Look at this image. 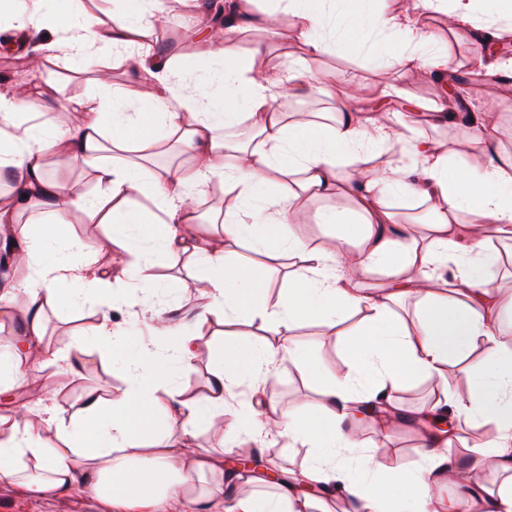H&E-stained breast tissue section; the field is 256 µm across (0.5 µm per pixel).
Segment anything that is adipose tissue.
I'll use <instances>...</instances> for the list:
<instances>
[{"label":"adipose tissue","mask_w":512,"mask_h":512,"mask_svg":"<svg viewBox=\"0 0 512 512\" xmlns=\"http://www.w3.org/2000/svg\"><path fill=\"white\" fill-rule=\"evenodd\" d=\"M223 28L206 29L211 44L209 71L194 89L176 75V62L153 57L143 36L160 21L165 0H134L128 10L101 18L83 14L72 20L52 15L47 0H0V23L20 31L62 32L60 43L36 48L33 57L64 49L84 66L98 65V46L133 50L137 79L118 86L100 81L95 93L70 99L68 111L81 114L73 126L55 117L32 125L24 114L43 107L27 86L0 87V179L15 183L16 200L0 204V240L14 239L18 216L26 210L45 214L44 239L62 236L71 212L99 224L118 225L106 247L127 275L137 276L141 292L135 305L151 321L152 335L167 339L165 351H151L113 327L107 314L126 294L99 277L91 264L63 260L45 266L0 293V319L13 318L17 297L27 298L30 314L24 337L0 345V393L19 388L28 370H60L64 358L41 344L42 312L89 301L104 309L90 327L101 354L121 353L131 381L117 401L89 396L75 413L49 404L45 423L53 439L28 423L23 406L0 409V480L33 497L89 498L110 512H305L313 498L302 492L309 482L342 495L348 512H512V343L500 311L512 312V296L484 279L499 265L479 228H512V160L489 158L471 166L463 151L431 148L420 131L397 113L351 118L353 93L337 85L333 123L285 122L275 108L284 93L310 89L311 66L338 38L346 50L364 49L371 33L394 40L395 63L412 74L447 72V43L423 32L421 18L452 13L470 24L484 13L492 37L512 33V0H404L389 10L386 0H274L272 10L258 0H228ZM335 36H328L332 21ZM274 21L290 27L303 55L287 68L268 71L255 60L262 44L248 53L237 46L239 34ZM138 111H129L130 103ZM249 121L247 141L221 137V129ZM177 140L191 151V168L151 174L144 161L164 142ZM396 149L416 156L413 169L395 161L378 169L363 166L370 150ZM60 153L94 171L96 193L80 184L62 183L47 171L46 158ZM222 181L234 207L224 211V235L250 243L274 260L291 255L296 267L286 295L270 301L265 269L230 257L221 249L183 237L181 225L197 221L195 200L204 186ZM341 191L356 198L354 210L318 211L319 224L340 225L335 252L296 237L290 224L299 212L301 193L329 196ZM423 198L433 203L429 234L417 236L413 222L392 212L390 198ZM151 201L165 213L154 224L145 210ZM466 214L467 224L456 222ZM182 250L195 258L204 305L200 319L230 326L219 367L204 392L184 397L175 388L179 371L194 351L185 323L154 309L157 283L145 276L150 248ZM452 266L450 276L441 269ZM417 277H407V270ZM383 271L385 286L368 287L367 276ZM416 301L412 322L396 308ZM362 316L346 342L349 372L341 377L316 369L298 344H273L274 336L302 321L343 323ZM261 322L268 337L250 340L239 326ZM478 361H471L473 351ZM292 363L320 386L321 399L300 411L258 410L232 404L242 383L270 382L274 364ZM459 367L465 390L452 388L448 370ZM424 377L435 380L432 403L421 413L433 427L413 469L386 464L382 448L362 446L353 422L364 409L388 405L395 392ZM232 413L231 429L254 443L270 435L289 445L309 447L300 479L277 485L274 493H226L240 483L225 471L224 451L175 447L167 432L192 435L213 417ZM494 425L495 439L474 458L457 448L455 425ZM453 483L454 497L442 495Z\"/></svg>","instance_id":"adipose-tissue-1"}]
</instances>
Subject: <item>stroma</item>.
<instances>
[{"label":"stroma","instance_id":"obj_1","mask_svg":"<svg viewBox=\"0 0 512 512\" xmlns=\"http://www.w3.org/2000/svg\"><path fill=\"white\" fill-rule=\"evenodd\" d=\"M208 0H176L169 5L159 33H147L146 41H158L165 48L167 56L181 63V76L185 82H192L193 74L200 61L204 60L210 47L199 40L196 29L198 24L208 23ZM422 23L430 33L451 44V72L465 75H479L482 86L469 85L463 90L464 101L471 113L482 115L494 113L496 127L489 134L479 135L471 128L456 123L443 122L436 126L422 125L421 131L433 147L440 151L452 150L461 139H469V161L481 165L486 159L487 148H495L500 155L512 156V83L496 79L491 71L478 65L477 52L470 41L467 28L463 27L452 14H439L423 18ZM49 32L34 35L32 41L14 42L0 47V81L24 82L37 85L47 95L46 110L50 113L64 112L69 99L83 97L94 91L99 78L100 68H107L112 83L122 85L130 82L133 73L126 63L104 57L100 67H82L65 53H54L46 57L41 72H32L28 56L31 43L49 39ZM386 38L371 35L362 54H348L339 50L328 53L316 68L317 89L305 96L291 95L281 98L276 106L285 116L298 112L308 113L313 120L325 122L333 109V101L324 94L323 89L331 83V74L337 73L347 84L359 88L361 97L358 106L362 111H373L379 101L386 97L391 88H398L399 98L405 104V112H421L427 108L445 105L442 85L438 77L424 78L406 73L399 67L388 64L379 57ZM260 42L268 51L262 64L268 69H278L281 64L298 59L300 45L294 40L289 29L284 27L267 28L246 33L241 45L251 48ZM224 193L220 181L210 182L199 198L198 211L201 218L198 223L183 227L186 237L201 240L216 248H227L235 258L251 257L252 252L244 244H228L219 226L224 217L218 198ZM304 219L294 225V233L305 240L332 251L336 247V227L318 224L314 214L321 209L333 208L348 211L354 208V200L347 195L307 196L301 202ZM71 237L77 238L92 250L94 267L110 270V254L101 252L99 245L113 230L109 224L85 222L81 214H74L68 226ZM160 285L155 298L157 309L186 322L192 321L201 310V305L188 283L196 276L194 259L183 251H154L147 269ZM99 318L97 310L87 306L74 309H45L42 321L45 326L43 343L52 349L68 353L83 349L84 354L74 361L72 369L60 372L53 378H44L41 373L28 372L24 380L23 392L28 398L31 409L29 422L35 429H43L41 398L68 410L80 409L87 396L92 393L121 399L128 387V378L121 364L112 362L96 349L87 329ZM359 322L358 317H350L340 327H332L318 321L297 324L287 332L286 341H292L309 349L320 368L331 375H341L348 370V357L345 350V331ZM224 326L214 322L206 323L200 330L195 343V360L192 368L178 374L175 384L180 391L198 394L205 390L211 372L215 366L218 352L224 342ZM277 376L269 382L263 396L269 403L282 410L303 405H313L320 397L314 383L297 368L290 364L276 367ZM435 388L430 379L417 381L412 387L396 393L392 397L394 406L402 416L399 427L389 436H380L372 417H362L358 422L356 435L359 441L376 442L377 446L387 449V460L391 465L413 467L419 461L417 450L424 431L413 421L417 411L426 407ZM308 451L302 447L289 446L282 438L268 439L260 459V468L250 470L249 482L243 483L241 491L251 494L259 490L263 466H270L284 476L299 477ZM0 512H107L105 506L93 501L76 506L69 502L31 497L21 493L12 485L0 482Z\"/></svg>","mask_w":512,"mask_h":512}]
</instances>
